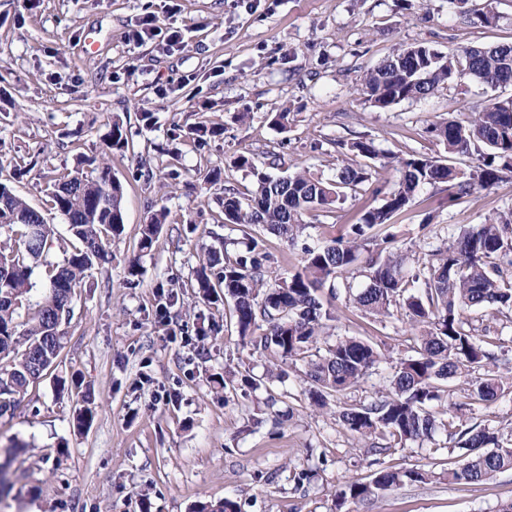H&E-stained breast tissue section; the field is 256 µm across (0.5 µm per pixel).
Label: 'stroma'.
Returning <instances> with one entry per match:
<instances>
[{
    "mask_svg": "<svg viewBox=\"0 0 512 512\" xmlns=\"http://www.w3.org/2000/svg\"><path fill=\"white\" fill-rule=\"evenodd\" d=\"M498 21L474 26L457 0H0V182L41 207L51 171L72 168L77 155H101L113 120H121L133 152L113 154L124 185V233L112 260L77 289L69 335L54 374L30 387L14 416L0 418V450L19 444L0 488V512H196L232 498L247 512H495L512 499V470L466 487L437 480L404 484L370 501L336 494L366 480L371 456L337 422L300 395V370L283 388L289 398L267 409L266 391L224 402L213 378L227 371L261 375L278 356L242 344L225 312L198 319L196 272L206 248L240 249L235 225L222 221L226 189L247 194L251 179L232 160L245 152L263 162L281 155L274 172L306 167L334 179L348 146L373 141L393 157L447 156L429 124L462 119L468 108L512 97V86L475 80L451 83L427 97L388 108L366 101L355 80L394 51L423 44L440 52L512 44V0H469ZM180 29L184 42L157 35L130 41L142 15ZM289 110L287 129L271 122ZM155 115L144 125L141 115ZM249 113L239 123V113ZM218 137L191 135L198 125ZM34 160L18 174L20 157ZM219 168L221 181L202 185L197 169ZM398 180L378 169L329 213L311 211L305 242L337 236L365 206ZM169 222L151 250L140 251V228L157 196ZM512 210V173L489 188L453 200L447 185L422 186L414 205L395 213L389 231L409 273L430 250L453 243L460 227ZM140 269L125 287L130 259ZM171 282L177 318L155 317L156 286ZM326 343L352 336L379 344L384 359L337 407L367 402L384 389L399 359L413 355L405 306L379 321L338 301ZM204 330L209 353L197 356L186 337ZM78 372L94 393L95 418L72 426L81 396L59 393L56 379ZM177 391V404L160 396ZM449 440L437 434L410 442L388 464L444 463ZM315 470L309 485L293 476Z\"/></svg>",
    "mask_w": 512,
    "mask_h": 512,
    "instance_id": "1",
    "label": "stroma"
}]
</instances>
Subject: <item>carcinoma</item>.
Returning a JSON list of instances; mask_svg holds the SVG:
<instances>
[{
  "label": "carcinoma",
  "mask_w": 512,
  "mask_h": 512,
  "mask_svg": "<svg viewBox=\"0 0 512 512\" xmlns=\"http://www.w3.org/2000/svg\"><path fill=\"white\" fill-rule=\"evenodd\" d=\"M461 14L474 25L489 27L496 22L490 11L463 10ZM476 75L492 87L512 85V46L466 47L444 54L413 45L360 77L356 91L375 106L388 108ZM427 132L450 154H467L479 143L488 153L468 175L441 158L411 154L398 159L400 178L385 193L383 204L362 209L339 238L314 246L303 244L299 266L285 276L272 269L255 228L296 246L307 228L306 212H330L346 191L372 179L374 167L359 159H378L384 167L390 157L379 154L372 142L356 140L349 145L353 158L344 162L336 179L323 181L304 168L274 177L268 169L275 163L266 165L251 154L238 155L234 166L248 173L252 190L243 198L233 189L225 190L222 214L223 223L240 228L245 249L235 254L207 249L206 263L197 273L196 294L210 308L231 302L230 320L241 342L273 349L281 358V363L272 364L257 378L245 374L215 380L224 390V401L283 382L288 376L285 365L301 361L309 385L306 393L320 409L329 408L337 395L358 386L383 360L372 344L352 337L321 350L328 322L337 319L323 294L334 301L343 297L381 321L391 317L393 303L403 302L415 329L416 355L400 359L385 392L368 404L342 408L337 418L351 435L371 441L369 452L379 456L407 440H429L441 429L458 450L443 470L448 482L478 486L512 470V428L499 435L461 418L445 421L438 418L434 402L440 400L441 383L450 378L468 385L465 401L450 404L456 411L512 393V367L497 354L501 338L475 335L467 316L475 309H489L494 317L512 312V282L503 271L505 265L512 267V212L460 230L456 243L433 251L419 274L406 276L402 260L391 252L383 258L366 257L364 287L357 289L349 280L372 232L388 226L394 213L411 206L420 187L446 184L452 189L451 197L460 198L477 186L495 185L505 170L512 173V98L492 99L472 116L433 124ZM105 145L110 152L133 149L120 121H113ZM123 198V184L103 156L81 155L71 169L50 178L49 209L65 219L77 241L57 263L47 261L55 231L46 210L30 205L14 191L6 204L0 203L1 417L14 415L29 386L55 366L68 334L75 289L112 259V242L124 232ZM167 216L163 205L149 211L141 225L140 250L153 247ZM33 224L40 227L37 236L30 232ZM41 266L47 291L33 316L21 321L19 310L33 289V273ZM414 283L420 284L417 296L408 293ZM156 296L157 314L166 320L168 301L175 294L159 283ZM82 402L85 406L73 416L79 431L88 429L94 418L91 391L84 392ZM435 478L432 468L383 466L365 482L347 483L338 498L370 500L394 486ZM200 512L245 510L244 504L226 498L202 505Z\"/></svg>",
  "instance_id": "1"
}]
</instances>
